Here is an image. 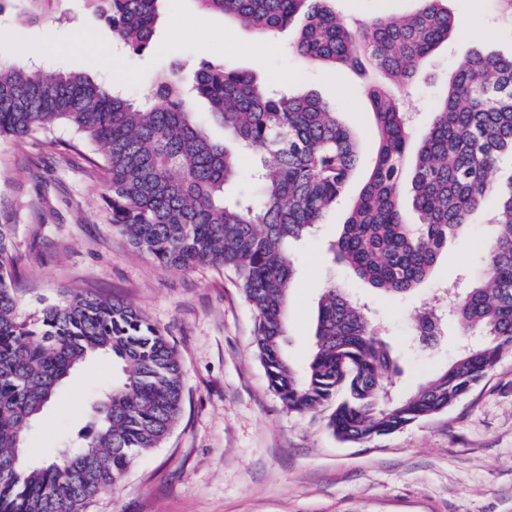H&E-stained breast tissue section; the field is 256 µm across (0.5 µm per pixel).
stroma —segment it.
Here are the masks:
<instances>
[{
    "instance_id": "1",
    "label": "stroma",
    "mask_w": 512,
    "mask_h": 512,
    "mask_svg": "<svg viewBox=\"0 0 512 512\" xmlns=\"http://www.w3.org/2000/svg\"><path fill=\"white\" fill-rule=\"evenodd\" d=\"M449 11L471 19L469 30L422 64L408 94L412 135L427 130L449 71L471 50L512 53V23L497 0H448ZM250 29L200 13L192 0H164L150 49L134 54L84 0H55L32 24L0 16V51L22 46L34 64L116 80L140 99L156 75L202 57L228 68L295 86L335 104L339 120L359 137L361 163L343 195H357L377 134L367 97L383 76L371 66L331 70L291 51L293 30L278 33L263 59L247 52ZM90 147L68 127L50 142L0 140V224L13 227L11 282L20 311L76 293L117 299L157 325L182 369L179 419L160 447L138 456L125 480L103 490L88 512H512V352L465 398L406 429L365 443L344 442L328 419L335 402L304 413L288 411L268 385L255 351V315L230 270L200 265L174 270L136 252L107 220L102 181ZM499 206L489 193L462 235L449 241L433 276L413 293L383 298L344 264L332 260L341 213L293 249L300 269L287 317L285 351L304 366L313 345L317 301L329 284L368 303L372 324L401 350L398 386L409 392L448 361L463 328L446 318L429 348L406 351L412 314L442 287L478 279ZM122 376L121 364L97 359L77 371L62 402L49 405L29 432L25 455L34 465L52 459L82 425L91 401Z\"/></svg>"
}]
</instances>
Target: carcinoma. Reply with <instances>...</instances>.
Segmentation results:
<instances>
[{"instance_id": "1", "label": "carcinoma", "mask_w": 512, "mask_h": 512, "mask_svg": "<svg viewBox=\"0 0 512 512\" xmlns=\"http://www.w3.org/2000/svg\"><path fill=\"white\" fill-rule=\"evenodd\" d=\"M23 2L18 20L33 23L50 0ZM86 2L133 53L150 47L161 0ZM192 2L260 36L294 29L293 49L310 62L369 63L384 76L368 91L376 154L328 247L380 295L403 296L428 279L483 197L499 194L485 279L453 304L475 341L453 347L448 365L415 391L391 396L397 357L365 307L336 285L319 298L308 364L295 367L284 351L297 278L290 246L336 211L360 162L356 133L330 103L209 57L194 64L189 83L176 68L158 75L150 100L136 104L87 74L22 66L3 53L0 139L70 127L100 159L109 220L134 249L177 270H233L256 316L269 386L289 410L307 411L340 391L328 427L343 441L366 442L452 407L512 351V176L494 181L512 159V55L474 50L460 61L413 147L401 91L457 31L446 0L354 19L338 15L335 0ZM214 126L228 140L213 138ZM245 154L254 159L249 171ZM247 176L257 193L237 192ZM408 205L419 223L405 221ZM11 236L12 225L0 224V512H86L169 435L181 412L180 365L164 333L119 300L75 294L22 316L10 285ZM414 324L417 347L442 335L433 307ZM98 356L123 363V378L90 405L70 454L28 464L18 449L33 424L72 372Z\"/></svg>"}]
</instances>
